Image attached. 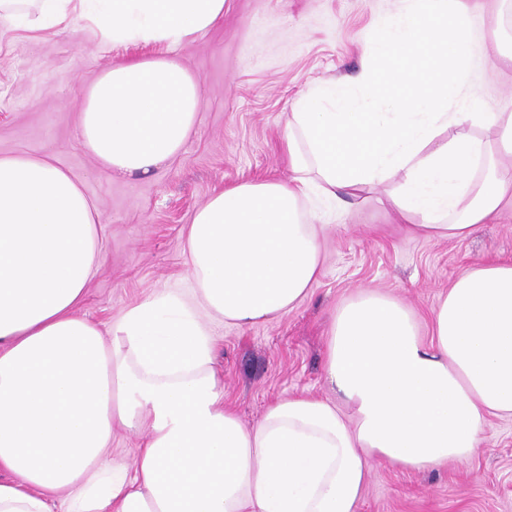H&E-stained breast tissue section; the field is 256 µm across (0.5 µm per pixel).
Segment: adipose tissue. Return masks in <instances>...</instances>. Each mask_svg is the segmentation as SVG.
Returning a JSON list of instances; mask_svg holds the SVG:
<instances>
[{"instance_id":"ef3b65f1","label":"adipose tissue","mask_w":512,"mask_h":512,"mask_svg":"<svg viewBox=\"0 0 512 512\" xmlns=\"http://www.w3.org/2000/svg\"><path fill=\"white\" fill-rule=\"evenodd\" d=\"M225 0H0V26L155 45L86 87L78 145L147 176L175 159L203 105L171 49L224 18ZM512 41L470 28L464 0H394L358 73L311 85L280 141L291 176L215 191L185 227L189 293L156 291L100 324L80 314L102 272V213L48 158L0 156V512H357L376 463L468 460L490 417L512 416V263L458 278L422 336L368 288L334 311L333 398L270 402L244 425L224 401L209 323L288 315L312 291L325 210L374 186L414 233L461 239L512 206V112L485 111L474 72ZM141 435L114 466L112 431Z\"/></svg>"}]
</instances>
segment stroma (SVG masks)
<instances>
[{
    "instance_id": "1",
    "label": "stroma",
    "mask_w": 512,
    "mask_h": 512,
    "mask_svg": "<svg viewBox=\"0 0 512 512\" xmlns=\"http://www.w3.org/2000/svg\"><path fill=\"white\" fill-rule=\"evenodd\" d=\"M392 0H226L224 19L173 54L198 77L204 104L181 153L146 177L99 171L77 144L90 81L145 46L103 45L87 31H0V156L52 155L102 210L104 269L81 314L105 323L152 291L188 280L185 224L217 189L287 179L279 139L293 103L319 79L355 75L365 39ZM485 107L512 112V62L478 72ZM312 293L288 316L247 327L215 321L224 400L244 424L290 394L330 396L323 377L330 316L364 287L407 305L421 327L473 266L512 260V210L464 240L407 232L376 194L337 213ZM359 512H512V418H491L471 458L430 472L375 466Z\"/></svg>"
}]
</instances>
